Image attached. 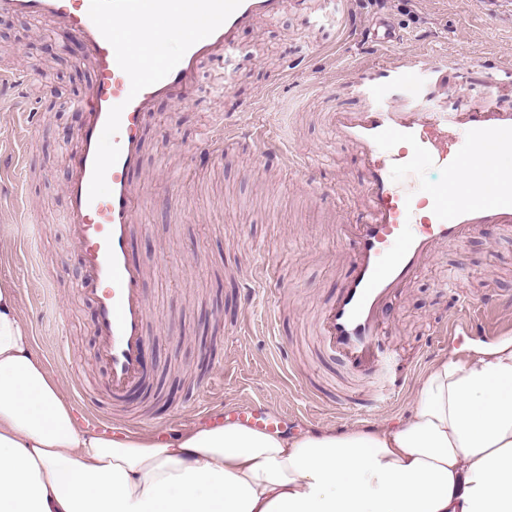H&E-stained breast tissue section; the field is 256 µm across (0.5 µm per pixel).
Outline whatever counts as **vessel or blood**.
<instances>
[{"mask_svg": "<svg viewBox=\"0 0 512 512\" xmlns=\"http://www.w3.org/2000/svg\"><path fill=\"white\" fill-rule=\"evenodd\" d=\"M288 0H0V16L29 17L63 25L81 43L94 67L90 96L76 108L85 115L79 147L70 157L68 225L85 258L81 294L97 305L98 355L108 367L112 394L122 397L144 375L149 311L141 297L144 277L129 253L138 201L130 176L142 167L144 119L154 102L192 103L204 63L232 74L238 34L261 19L278 17ZM166 22L184 31L176 52L145 65L123 26ZM375 58L340 81L359 105L327 114L336 141L359 160V223L338 236L352 240L351 272L319 317L321 342L376 384L402 389L389 377L376 345L389 321L387 304L427 266L440 245L463 240L492 225L512 232V80L492 79L480 99L460 91L453 102L435 89L447 59L398 53L395 36L379 25L371 34ZM262 154L282 167L292 161L260 129L249 131ZM433 165L443 179L422 184L416 172ZM268 265L255 267L245 299L270 289ZM237 420L270 430L279 416L248 407Z\"/></svg>", "mask_w": 512, "mask_h": 512, "instance_id": "obj_1", "label": "vessel or blood"}]
</instances>
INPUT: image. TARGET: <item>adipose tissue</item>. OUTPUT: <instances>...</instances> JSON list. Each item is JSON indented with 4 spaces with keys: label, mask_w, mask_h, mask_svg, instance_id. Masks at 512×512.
I'll use <instances>...</instances> for the list:
<instances>
[{
    "label": "adipose tissue",
    "mask_w": 512,
    "mask_h": 512,
    "mask_svg": "<svg viewBox=\"0 0 512 512\" xmlns=\"http://www.w3.org/2000/svg\"><path fill=\"white\" fill-rule=\"evenodd\" d=\"M0 512H512V336L433 362L403 420L110 437L78 423L1 279Z\"/></svg>",
    "instance_id": "1"
}]
</instances>
